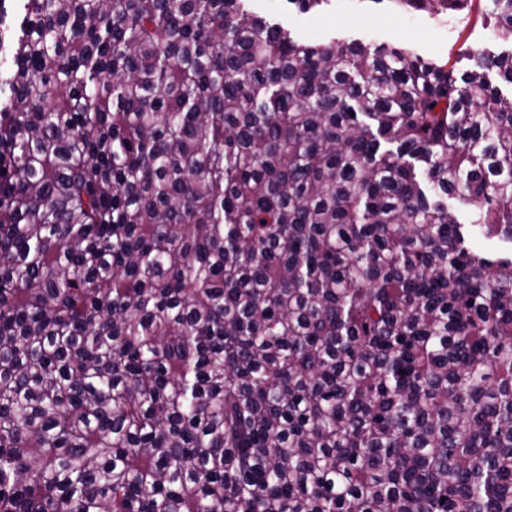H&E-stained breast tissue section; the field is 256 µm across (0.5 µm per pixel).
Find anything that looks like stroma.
<instances>
[{"label":"stroma","mask_w":512,"mask_h":512,"mask_svg":"<svg viewBox=\"0 0 512 512\" xmlns=\"http://www.w3.org/2000/svg\"><path fill=\"white\" fill-rule=\"evenodd\" d=\"M246 5L312 44L360 41L405 46L459 75L470 70V54L512 53V36L498 33L494 18L485 13V0H461L448 10L401 9L391 0H324L306 11L289 0H246Z\"/></svg>","instance_id":"obj_1"}]
</instances>
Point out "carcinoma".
<instances>
[{
	"instance_id": "obj_1",
	"label": "carcinoma",
	"mask_w": 512,
	"mask_h": 512,
	"mask_svg": "<svg viewBox=\"0 0 512 512\" xmlns=\"http://www.w3.org/2000/svg\"><path fill=\"white\" fill-rule=\"evenodd\" d=\"M471 59L0 0V512H512V54Z\"/></svg>"
}]
</instances>
